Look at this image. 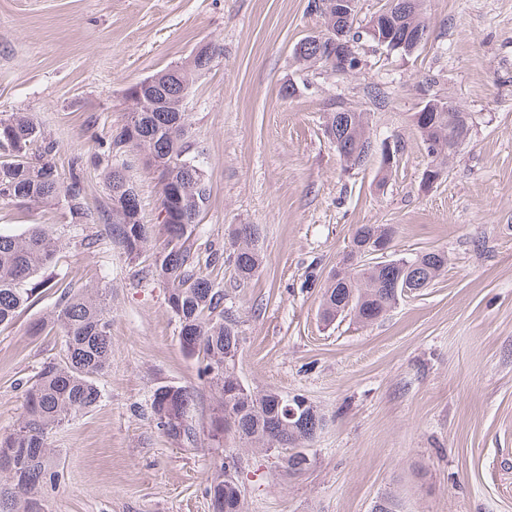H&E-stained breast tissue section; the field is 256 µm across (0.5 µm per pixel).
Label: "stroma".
<instances>
[{"label":"stroma","instance_id":"1","mask_svg":"<svg viewBox=\"0 0 512 512\" xmlns=\"http://www.w3.org/2000/svg\"><path fill=\"white\" fill-rule=\"evenodd\" d=\"M425 20L413 56L365 43L361 69L336 75L294 59L323 25L309 0H0V116L32 115L61 180L81 158L88 205L76 225L60 208L0 203V232L54 226L62 248L46 277L106 292L112 318L100 403L49 437L64 477L48 512H212L207 478L222 465L236 469L245 512H372L386 495L401 512H512V0H426ZM206 47L216 55L187 103L211 189L194 237L223 256L210 272L240 321L239 378L326 415L297 475L281 452L157 428L158 386L190 391L199 425L212 393L181 348L165 284L138 278L154 249L129 259L102 220L93 162L132 106L126 88ZM290 81L297 91L282 97ZM425 83L470 124L426 190L411 122ZM339 106L369 113L374 143L398 146L388 180L375 159L345 167L325 134ZM127 175L143 223H156V174L133 163ZM234 224L257 225L264 254L245 283L225 260ZM362 224L394 225L392 254L442 250L448 267L374 323L325 324L326 277ZM58 300L38 290L0 327V430L20 419L24 383L63 350L61 333L34 331Z\"/></svg>","mask_w":512,"mask_h":512}]
</instances>
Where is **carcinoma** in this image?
<instances>
[{
    "mask_svg": "<svg viewBox=\"0 0 512 512\" xmlns=\"http://www.w3.org/2000/svg\"><path fill=\"white\" fill-rule=\"evenodd\" d=\"M353 48L366 39L381 47V36L366 24L359 30L349 24ZM147 86L139 110L127 113L116 130L108 153L149 152L158 158L177 160L157 177L161 185L160 209H175L173 224H144L127 196L135 187L116 181L113 167L105 171L109 205L104 210L106 230L127 257L134 259L152 239H160L155 257L158 275L167 285V305L178 323L179 333L191 337L182 346L197 357L200 377L216 397L206 425L207 436L220 448L224 439L265 450L286 448L285 468L301 473L297 448H304L324 427V417L309 404L294 420L288 419L278 400L287 395L266 390L255 392L238 378L235 367L241 354L238 321L224 311V292L203 269L192 234L208 207L207 178L193 180L184 167L202 168L200 155L188 156V117L183 100L188 98L192 79L186 69L174 66L140 81ZM430 126L432 144L426 147L430 163L445 166L448 136L453 132L456 113L423 112ZM350 123L340 134L348 147L345 163L360 167L374 154L367 134L365 112L349 113ZM54 143L24 112L0 118V202H37L60 205L78 224L85 215L82 179L74 173L70 181L60 180L51 160ZM390 224H362L352 236L349 250L337 262L327 279L319 314L331 323L348 315L361 323H372L389 312L402 298L395 284L412 274L429 286L448 266V254L432 250L372 265L358 257L370 240L394 235ZM233 263L237 275L249 279L262 263L257 245V228L236 224L229 229ZM62 246L49 225H36L21 235L0 233V326L10 324L35 293L32 281L56 259ZM60 330L64 348L59 359L44 363L28 381L24 413L13 428L0 431V512H46L35 509L45 504V491L61 480L55 450L48 444L51 431L73 417L94 409L103 397L98 378L112 357V320L100 292L63 291L53 316L41 324ZM194 396L178 387L160 386L151 403L157 426L177 439L193 443L199 430L191 411ZM207 494L213 512H244L240 486L224 469L208 478Z\"/></svg>",
    "mask_w": 512,
    "mask_h": 512,
    "instance_id": "carcinoma-1",
    "label": "carcinoma"
}]
</instances>
